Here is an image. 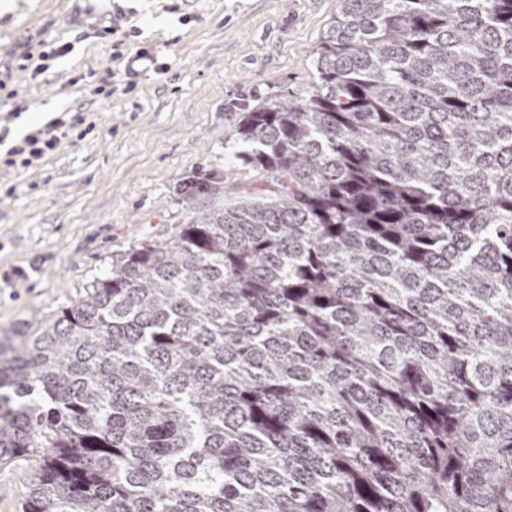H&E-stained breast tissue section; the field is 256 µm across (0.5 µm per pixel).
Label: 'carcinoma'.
<instances>
[{"instance_id":"cac0c4a2","label":"carcinoma","mask_w":512,"mask_h":512,"mask_svg":"<svg viewBox=\"0 0 512 512\" xmlns=\"http://www.w3.org/2000/svg\"><path fill=\"white\" fill-rule=\"evenodd\" d=\"M234 143L0 342L19 512H512V0H340Z\"/></svg>"}]
</instances>
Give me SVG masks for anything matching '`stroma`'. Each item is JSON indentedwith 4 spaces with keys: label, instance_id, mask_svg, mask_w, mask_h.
Instances as JSON below:
<instances>
[{
    "label": "stroma",
    "instance_id": "stroma-1",
    "mask_svg": "<svg viewBox=\"0 0 512 512\" xmlns=\"http://www.w3.org/2000/svg\"><path fill=\"white\" fill-rule=\"evenodd\" d=\"M0 113L9 141L59 112L95 124L27 169L0 167V338L76 300L113 255L156 235L192 177L246 180L225 147L245 109L313 78L339 0H0ZM159 72L116 87L123 60L104 34L115 10ZM67 55L41 60L59 45ZM13 195H6V188ZM36 458L0 466V512H18Z\"/></svg>",
    "mask_w": 512,
    "mask_h": 512
}]
</instances>
